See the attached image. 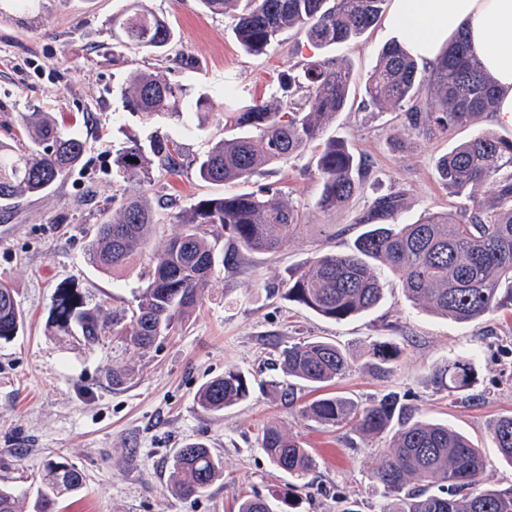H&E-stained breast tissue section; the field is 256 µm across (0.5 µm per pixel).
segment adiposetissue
<instances>
[{
    "label": "adipose tissue",
    "mask_w": 512,
    "mask_h": 512,
    "mask_svg": "<svg viewBox=\"0 0 512 512\" xmlns=\"http://www.w3.org/2000/svg\"><path fill=\"white\" fill-rule=\"evenodd\" d=\"M385 28L421 66L436 62L466 32L499 90L496 125L512 132V0H392Z\"/></svg>",
    "instance_id": "1"
}]
</instances>
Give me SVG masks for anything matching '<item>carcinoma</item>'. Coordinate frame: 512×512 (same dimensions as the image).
<instances>
[{
    "label": "carcinoma",
    "instance_id": "1",
    "mask_svg": "<svg viewBox=\"0 0 512 512\" xmlns=\"http://www.w3.org/2000/svg\"><path fill=\"white\" fill-rule=\"evenodd\" d=\"M245 6L236 15L234 35L248 53L259 54L286 32L304 36L315 49L345 44L374 27L387 0H202L214 14ZM112 37L128 49L161 51L176 33L153 10L137 5L112 16ZM288 95L281 100H236L224 86V101L235 102L224 113V126L235 137L215 142L198 166L199 178L211 184L248 182L270 166L286 164L309 150L315 154L320 183L317 207L323 212L345 208L366 177L349 147L324 137L336 114L351 96L349 66L337 59L310 56L302 75L288 77ZM363 108L398 109L404 130L420 139L448 136L472 123L496 104L497 88L461 33L425 72L397 42L385 44L364 85ZM129 108L150 122L179 118L190 110L211 112L206 96L189 99L186 89L158 75L140 73L127 89ZM23 132L28 149L0 143V206L20 195L50 192L81 161L83 142L61 132L52 115L26 116ZM177 145L157 140L145 150L137 140L117 154L112 167L123 178L151 182L154 164L177 166ZM135 162L127 161V158ZM440 183L452 195L467 194L456 211L426 212L412 224H377L404 208L401 194L378 199L359 217L365 230L349 253H321L288 279L286 298L324 318L342 322L369 313L383 302L384 288L375 266L399 279L407 300L456 323H468L512 308V139L485 129L454 145L436 164ZM494 195H479L485 184ZM117 218L94 226L89 259L110 273L150 250L161 224L148 195H125ZM302 215L282 192L261 184L248 193L197 201L177 215L179 229L165 248L152 253V268L139 288L131 313L103 316L88 308L76 292L63 288L49 319L54 336L77 338L94 346L106 335L145 349L189 321L202 305L204 288L216 266L230 263L241 251L276 253L303 229ZM233 249L217 253L221 236ZM24 327L15 289L0 281V342L12 341ZM403 351L394 344L372 341L360 357L373 376L389 379ZM283 371L317 390L349 373L353 351L325 338H306L281 351ZM437 390L466 403L475 398L472 358L467 353L445 359L431 372ZM250 380L234 367L202 385L194 396L206 413H217L246 399ZM299 414L331 429L347 428L365 440L389 438L378 449L373 472L381 489L379 512H512V487L484 483L486 462L477 445L446 424L415 416L393 392L370 403L326 393L301 405ZM501 462L512 467V414L498 417L490 430ZM260 448L282 472L309 475L317 461L298 436L279 425L263 427ZM223 475V462L201 442L179 449L172 465V490L183 498L205 492ZM83 486L80 470L57 456L43 467L41 487L31 512H54L57 500L76 495ZM296 505L288 490L268 499L241 498L238 512H286Z\"/></svg>",
    "mask_w": 512,
    "mask_h": 512
}]
</instances>
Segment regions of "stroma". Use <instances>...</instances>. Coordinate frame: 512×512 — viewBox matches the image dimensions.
Returning <instances> with one entry per match:
<instances>
[{"label": "stroma", "mask_w": 512, "mask_h": 512, "mask_svg": "<svg viewBox=\"0 0 512 512\" xmlns=\"http://www.w3.org/2000/svg\"><path fill=\"white\" fill-rule=\"evenodd\" d=\"M133 0H0V141L28 144L20 117L53 115L63 133L85 143L80 164L42 198H18L12 213L0 212V279L10 281L25 316V330L0 345V486L29 508L34 481L45 459L59 454L84 477L81 493L59 500L57 512H236L244 495L267 497L293 489L301 512H340L344 498L359 512H379L373 488L378 466L374 446L346 430L327 429L300 418L271 382L285 381L280 351L302 336L326 337L356 350L376 339L402 348L391 379L364 368L333 385L335 393L366 401L388 392L425 417L475 439L488 460L484 477L498 488L512 486L489 433L500 415L512 412V312L458 324L413 306L388 271L380 276L386 295L374 312L336 323L285 297L290 271L322 252L345 253L363 227L357 222L375 197L401 192L405 207L396 221L408 224L424 211L458 205L435 170L437 158L476 130L494 128L492 114L458 127L449 137L422 140L402 131L398 112L338 113L329 135L344 140L368 172L350 205L321 212L320 187L311 154L266 170L257 182L282 190L304 227L279 254L246 253L221 267L205 288L203 304L187 324L151 348H125L109 338L87 349L49 335L47 322L57 293L73 288L91 306L116 312L134 305L147 256L105 274L88 260L89 225L111 218L123 193L133 190L112 169L130 137L179 148L176 172L155 169L148 189L165 222L152 242L161 249L176 231L175 215L199 199L252 191L253 185L202 182L199 160L211 141L227 136L219 116L184 113L182 119L143 123L125 106L131 74L154 73L181 84L190 97L224 102V79L232 77L244 99L281 97V85L312 55L303 36L283 35L266 53L245 52L231 16L206 13L200 0H147L175 29L161 53L115 45L109 21ZM389 36L376 25L357 40L322 51L352 73V91L364 84ZM256 182V183H257ZM465 351L476 358L475 402L460 404L429 382L442 360ZM133 368L126 384L113 386V363ZM234 367L249 376L250 396L220 413L200 412V386ZM297 434L312 449L317 467L291 479L259 447L268 422ZM201 441L224 462V476L197 497L171 489L173 459L187 442Z\"/></svg>", "instance_id": "1"}]
</instances>
